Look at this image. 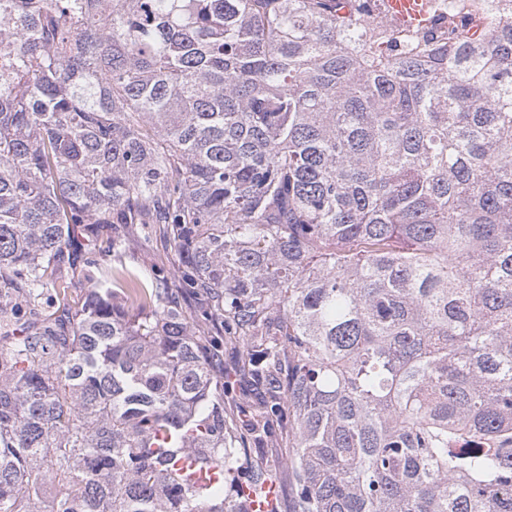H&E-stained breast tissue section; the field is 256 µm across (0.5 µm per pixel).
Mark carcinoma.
<instances>
[{"label":"carcinoma","mask_w":512,"mask_h":512,"mask_svg":"<svg viewBox=\"0 0 512 512\" xmlns=\"http://www.w3.org/2000/svg\"><path fill=\"white\" fill-rule=\"evenodd\" d=\"M375 2L0 0V512H512V23ZM386 4L394 12V15L389 16L388 19L394 22L409 27L425 26L430 23L427 0H387ZM129 231L135 236L136 243L129 253L121 256L122 262L127 266H136L146 270L150 268L166 269L169 271V277L173 280V273L176 268L174 258L170 251L165 249L159 233L153 231L152 235L150 234V237L144 240L139 224L130 225ZM241 354V345H224V381L229 382V390L226 397L224 396V401L236 416L238 428L244 432L248 428L249 411L257 394L248 379L240 375L238 367ZM282 446L283 443L278 432L266 434L265 437L255 440L251 445V461L282 476L281 461L284 453Z\"/></svg>","instance_id":"carcinoma-1"}]
</instances>
